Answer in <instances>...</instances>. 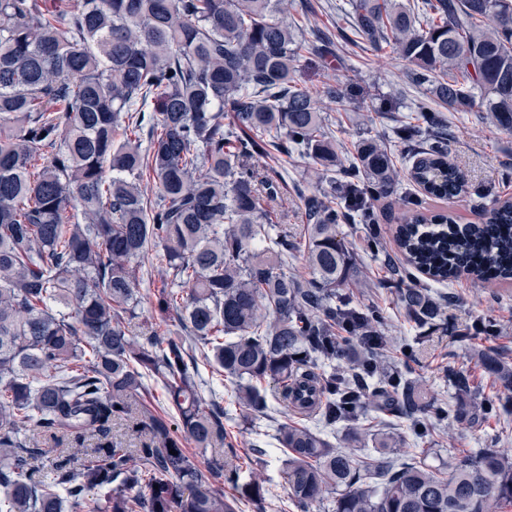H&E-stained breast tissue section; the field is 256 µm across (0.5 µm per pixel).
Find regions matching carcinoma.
<instances>
[{"mask_svg": "<svg viewBox=\"0 0 512 512\" xmlns=\"http://www.w3.org/2000/svg\"><path fill=\"white\" fill-rule=\"evenodd\" d=\"M285 0H0V512H236L261 509L267 480L243 475L224 452V408L206 399L200 368L225 377L236 404L265 416L273 404L297 423L274 436L283 448L288 499L308 512H507L512 456L485 448L448 469L397 458L400 439L376 427L373 407L432 437L452 417L481 425L497 406L470 374L448 369L456 404L438 408L419 381L388 371L384 320L342 293L356 260L339 238L345 221L375 225L372 200L397 193L400 175L380 138L345 163L324 128L319 97L298 86L299 24ZM360 42L391 52L406 77L450 112H480L512 133V0H349ZM322 97L344 110L348 87ZM422 123L397 139L414 150L410 176L424 198L467 192L448 161V120L427 102ZM231 121L224 124V114ZM295 151L318 167L303 197L308 239L268 222L277 194L257 157ZM155 188L142 185L145 172ZM397 230L408 265L430 280L467 276L512 283V198L481 221L434 223L406 199ZM156 250L169 283L156 306L184 335L133 337L143 282L139 258ZM302 252L307 273H288ZM398 300L421 333L446 324L451 298L410 282ZM485 371L512 404V364L482 349ZM347 361L353 373L336 374ZM161 383L167 419L134 412L145 381ZM352 424L360 460L324 429ZM122 424L127 448L112 437ZM35 426L54 446L28 435ZM96 438L95 448L85 442ZM211 452L205 466L185 443ZM175 454H170V450ZM53 460L52 473L38 464ZM230 485L237 497L224 495ZM138 490L141 495L131 496Z\"/></svg>", "mask_w": 512, "mask_h": 512, "instance_id": "cac0c4a2", "label": "carcinoma"}]
</instances>
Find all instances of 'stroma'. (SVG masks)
<instances>
[{
  "label": "stroma",
  "mask_w": 512,
  "mask_h": 512,
  "mask_svg": "<svg viewBox=\"0 0 512 512\" xmlns=\"http://www.w3.org/2000/svg\"><path fill=\"white\" fill-rule=\"evenodd\" d=\"M346 0H293L284 17L289 21L306 20L308 29L335 30L349 27L350 20L343 12ZM405 66L395 56L378 52L365 44H338L331 52L304 54L298 64L296 80L300 87L317 90L323 82L350 79L354 84L355 100L345 111L324 105L326 130L336 140L344 158H352L358 139L380 136L388 139L397 158L400 171H407L411 163L403 156V148L392 140V129L412 116L416 100L425 97V89L409 85L404 76ZM454 139L449 149L450 162L465 171L468 191L460 198L445 204L432 203V210L443 209L462 223L478 221L484 210L495 200L512 197V134L503 133L484 124L478 113L458 112L449 115ZM260 166L278 171L282 179L277 184L278 198L274 211L285 212L289 230L295 237H303L304 207L300 189H313L314 164L299 154L271 153L260 157ZM379 218L383 241L380 249L368 245V232L363 224H343L339 230L349 249L354 253L360 269L358 280L348 291L355 301L370 304L382 312L385 333L391 338L387 360L409 376L417 378L439 405H449L453 396L444 374L447 368L470 373L482 397L497 399L500 389L473 353L484 348L512 360V284L487 290L474 285L467 278L438 284L440 292L452 296L446 309L448 327L436 331L419 343L411 338L417 329L405 315L398 302L396 283L390 278L389 260L400 258L395 241V230L401 224L407 209L401 194L382 198L374 203ZM140 264L150 273L151 282L144 286L135 317L128 329L136 333L150 325L161 335L173 329L171 322L160 319L156 313V295L163 283L156 268L154 254L141 258ZM481 318H491L498 325L492 336H476L472 341L460 340L462 330L473 326ZM217 393L223 394L226 446L234 448L248 468L262 469L272 492L265 512H298L288 499L280 472L281 448L273 438L278 424L287 421L284 410L271 411L269 418L252 420L232 398L229 386L221 377L210 380ZM512 450V430L501 431L492 425L457 431L441 427L434 437L427 456L430 465L442 468L463 455L481 449Z\"/></svg>",
  "instance_id": "stroma-1"
}]
</instances>
